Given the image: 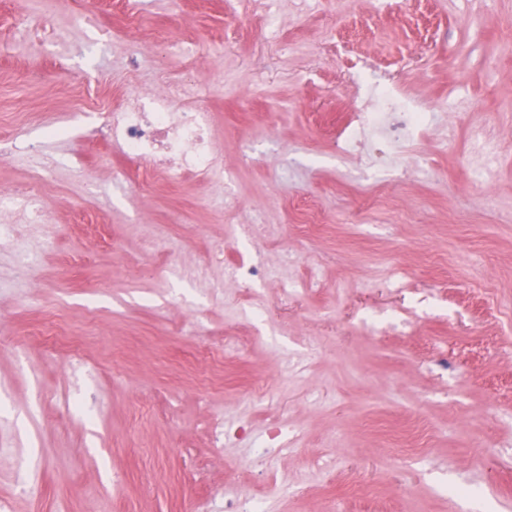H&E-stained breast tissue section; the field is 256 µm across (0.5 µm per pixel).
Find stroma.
Instances as JSON below:
<instances>
[{
    "mask_svg": "<svg viewBox=\"0 0 512 512\" xmlns=\"http://www.w3.org/2000/svg\"><path fill=\"white\" fill-rule=\"evenodd\" d=\"M0 0V138L44 142L58 162L44 205L51 225L21 224L0 244V499L12 512H194L198 500L266 495L270 512H512V0L473 30L468 0H277L273 21L236 20L247 0H25L37 33ZM178 27L161 64L125 65L128 40ZM370 59L433 114L388 169L337 157L357 63ZM193 76L214 115L236 200L205 183L115 184L130 160L84 144L79 88L149 92ZM459 96L454 111L440 108ZM63 123V140L45 134ZM497 145L477 177L471 134ZM456 146L446 149L447 136ZM320 202L312 234L292 200ZM415 221H399L402 209ZM262 220L242 251L316 288L277 280L211 296L210 261L233 224ZM36 261L18 274L19 254ZM411 322L403 332L386 317ZM67 326L78 348L35 330ZM231 341L224 383L207 344ZM93 369L83 403L65 402L69 361ZM268 391L266 400L253 397ZM278 420L297 435L273 468L217 446L213 423Z\"/></svg>",
    "mask_w": 512,
    "mask_h": 512,
    "instance_id": "35a3bbf8",
    "label": "stroma"
}]
</instances>
